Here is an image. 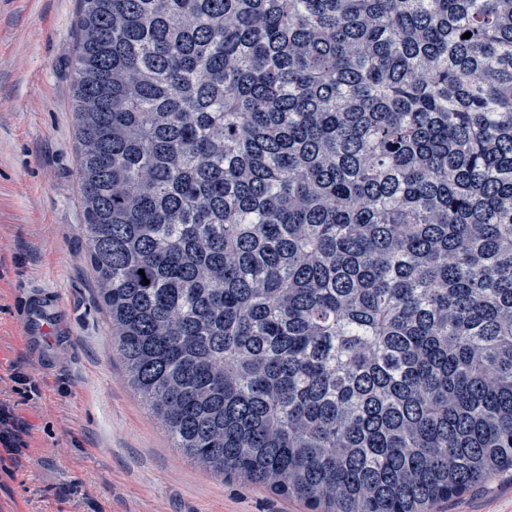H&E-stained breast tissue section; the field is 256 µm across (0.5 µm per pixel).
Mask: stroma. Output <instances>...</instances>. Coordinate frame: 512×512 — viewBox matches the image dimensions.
Wrapping results in <instances>:
<instances>
[{
	"label": "stroma",
	"mask_w": 512,
	"mask_h": 512,
	"mask_svg": "<svg viewBox=\"0 0 512 512\" xmlns=\"http://www.w3.org/2000/svg\"><path fill=\"white\" fill-rule=\"evenodd\" d=\"M81 0H0V403L22 446L0 456V512H309L198 466L130 386L82 233L74 58ZM70 334H23L32 295ZM431 512H512V475Z\"/></svg>",
	"instance_id": "35a3bbf8"
}]
</instances>
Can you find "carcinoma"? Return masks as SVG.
<instances>
[{"instance_id":"1","label":"carcinoma","mask_w":512,"mask_h":512,"mask_svg":"<svg viewBox=\"0 0 512 512\" xmlns=\"http://www.w3.org/2000/svg\"><path fill=\"white\" fill-rule=\"evenodd\" d=\"M82 3L83 233L176 447L313 512L512 473V0Z\"/></svg>"}]
</instances>
